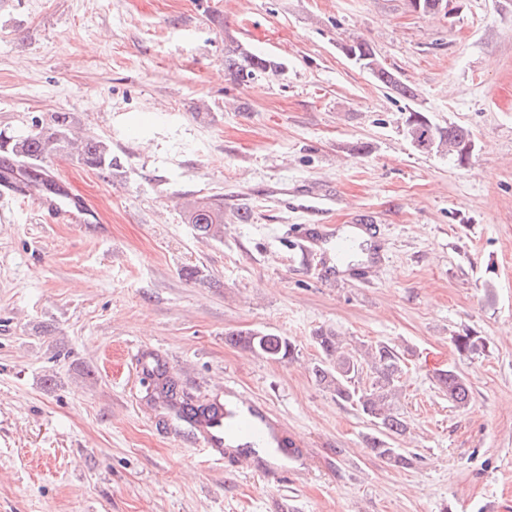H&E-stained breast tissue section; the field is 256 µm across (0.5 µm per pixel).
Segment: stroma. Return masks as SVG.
<instances>
[{"label": "stroma", "mask_w": 512, "mask_h": 512, "mask_svg": "<svg viewBox=\"0 0 512 512\" xmlns=\"http://www.w3.org/2000/svg\"><path fill=\"white\" fill-rule=\"evenodd\" d=\"M363 39L411 87L380 86L345 51ZM235 40L284 63L234 83ZM467 128L466 163L417 149L406 119ZM70 112L116 163L43 169L100 223L0 205V512H512V0H0V130ZM225 200L224 235L194 202ZM249 213L240 221V213ZM349 224L376 228L367 278L308 267ZM260 329L277 362L230 342ZM404 358L395 444L311 370L318 330ZM485 346L460 354L455 336ZM159 360L186 394L265 408L299 455L267 482L243 454L145 399ZM453 369L467 408L435 383ZM189 223L202 235L220 237L224 233V203L219 199L195 202L189 211ZM228 336H231L229 339L234 344L241 345L251 351L260 352L277 361L292 360L296 352V345L290 339L262 330L251 329L231 333Z\"/></svg>", "instance_id": "obj_1"}]
</instances>
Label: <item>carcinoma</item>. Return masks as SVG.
<instances>
[{"label":"carcinoma","mask_w":512,"mask_h":512,"mask_svg":"<svg viewBox=\"0 0 512 512\" xmlns=\"http://www.w3.org/2000/svg\"><path fill=\"white\" fill-rule=\"evenodd\" d=\"M349 50L378 83L404 98L415 97L413 89L376 58L368 42L355 40L349 45ZM224 69L233 82L244 84L259 74L279 71V66L271 58L255 54L232 40L224 48ZM73 121L71 113L55 112L47 119L31 121L25 129L13 134L0 133V156L17 163V167L7 168L4 179L56 193V183L38 170L36 163L68 152L71 147L68 133ZM407 126L412 143L424 147V150L437 153L451 151L461 163L469 159V155L463 153L466 142L471 140L468 129L436 124L416 111L409 113ZM77 160L101 172L112 170L114 165L112 148L97 138L83 142L77 149ZM189 223L202 235L221 236L224 233V203L218 199L195 203L189 211ZM230 341L277 361L291 360L296 352L293 341L262 330L233 333ZM314 341L320 350V359L312 367L316 380L332 390L340 400L357 406L373 425L372 432L365 436L366 447L397 467L409 466L410 458L405 451L394 447V439L408 430L407 421L394 408L402 374L401 354L385 343H363L350 349L341 336L331 331L318 332ZM454 342L462 354L475 353L485 347L483 338L469 334L455 337ZM364 375L369 378L365 385L361 384ZM148 376L151 380L145 395L148 403L175 411L197 429L211 424L218 416V407L213 403L196 405L176 399V381L167 370L157 366L148 372ZM436 382L455 407L464 409L469 405L471 387L460 373L452 369L441 371L436 375Z\"/></svg>","instance_id":"cac0c4a2"}]
</instances>
